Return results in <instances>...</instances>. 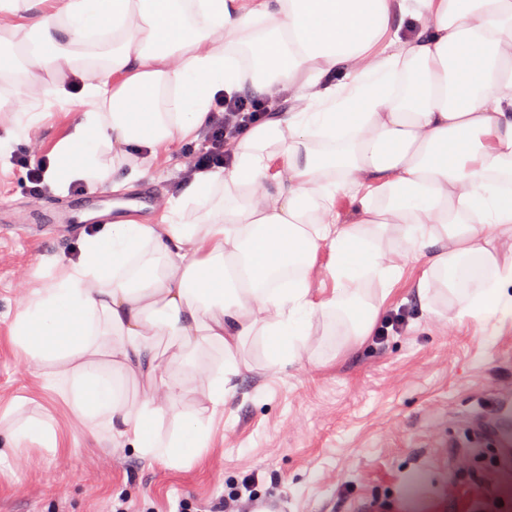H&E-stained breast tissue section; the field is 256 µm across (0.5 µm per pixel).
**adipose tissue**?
I'll return each mask as SVG.
<instances>
[{
	"label": "adipose tissue",
	"instance_id": "1",
	"mask_svg": "<svg viewBox=\"0 0 512 512\" xmlns=\"http://www.w3.org/2000/svg\"><path fill=\"white\" fill-rule=\"evenodd\" d=\"M105 35V65L75 67L69 44ZM26 65L73 69L81 83L76 96L45 89L84 108L57 149L64 169L45 174L59 190L106 182L104 150L150 156L185 139L244 83L270 98L299 91L293 112L238 141L231 166L196 173L165 223L83 233L78 261L20 302L12 341L85 433L190 462L248 365L249 337L278 370L317 314L338 312L349 339L368 335L379 307L367 288L389 290L400 257L426 259L425 310L512 311V260L497 246L512 238V0H63L0 42L1 74ZM340 196L351 223L338 221ZM193 204L203 213L189 222ZM323 247L335 287L317 303L309 272ZM207 345L223 363L193 392L185 372ZM189 393L196 409L163 432ZM24 404L9 409L0 460L61 450L54 419Z\"/></svg>",
	"mask_w": 512,
	"mask_h": 512
}]
</instances>
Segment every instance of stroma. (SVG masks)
Masks as SVG:
<instances>
[{
  "mask_svg": "<svg viewBox=\"0 0 512 512\" xmlns=\"http://www.w3.org/2000/svg\"><path fill=\"white\" fill-rule=\"evenodd\" d=\"M38 110L35 128L0 152V415L26 396L67 440L80 430L76 416L32 377L11 340L36 272L76 259L94 216L75 189L35 196L23 186L14 155L55 157L80 120V107L49 96ZM114 166L122 187H99V209L148 189L152 207L129 213L145 224L159 223L188 181L179 143L145 162L115 154ZM399 266L380 314L405 313L402 331L338 348L325 338L331 322L315 317L306 348L278 373L266 369L261 340H250L251 368L234 377L208 448L189 465L149 461L123 439H89L53 457L34 452L0 465V512H177L187 497L197 512L216 501L237 512L228 493L252 472V502L277 499L281 512H362L382 498L389 512H465L471 503L490 512V503L512 499V468L466 440L481 401L512 397V312L460 321L426 311L417 295L422 261Z\"/></svg>",
  "mask_w": 512,
  "mask_h": 512,
  "instance_id": "35a3bbf8",
  "label": "stroma"
}]
</instances>
